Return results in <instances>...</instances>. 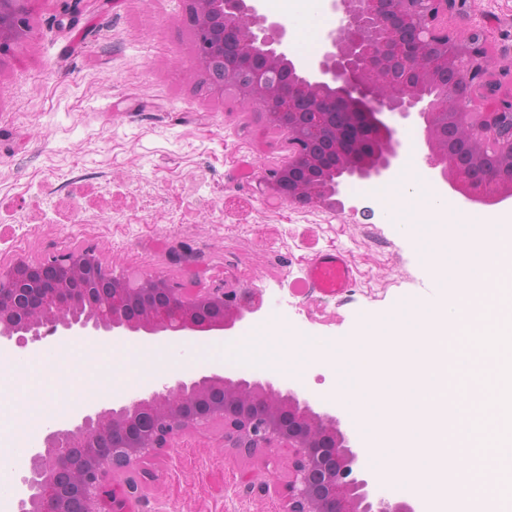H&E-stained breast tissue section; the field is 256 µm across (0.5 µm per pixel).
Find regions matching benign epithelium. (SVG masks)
I'll return each mask as SVG.
<instances>
[{"label":"benign epithelium","instance_id":"1","mask_svg":"<svg viewBox=\"0 0 512 512\" xmlns=\"http://www.w3.org/2000/svg\"><path fill=\"white\" fill-rule=\"evenodd\" d=\"M31 2L0 0V57L30 34ZM184 2L211 88L234 89L284 134L286 154L255 177L260 196L329 208L342 178L390 175L403 145L388 115L422 120L426 161L455 191L485 203L512 194V91L493 77L484 35L453 22L463 0H334L336 33L304 64L288 58L285 24L257 0ZM393 84L402 92L390 93ZM261 307L258 292L207 285L191 264L179 281L150 275L131 286L91 245L0 264V344L101 330L218 336ZM209 424L222 425L225 447L249 458L288 449L282 512H413L404 500H369L335 416L269 381L216 373L93 407L72 428L48 431L17 512L27 503L32 512H137L140 462Z\"/></svg>","mask_w":512,"mask_h":512}]
</instances>
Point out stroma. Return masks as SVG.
I'll list each match as a JSON object with an SVG mask.
<instances>
[{
  "instance_id": "1",
  "label": "stroma",
  "mask_w": 512,
  "mask_h": 512,
  "mask_svg": "<svg viewBox=\"0 0 512 512\" xmlns=\"http://www.w3.org/2000/svg\"><path fill=\"white\" fill-rule=\"evenodd\" d=\"M183 0H83L74 21L34 0L29 36L0 59V264L96 245L115 273L204 277L288 298L304 333L343 340L365 309L426 292V277L363 182L341 209L264 202L254 174L282 136L236 93L208 87ZM463 29H483L490 67L512 82V0H466ZM342 250L354 285L341 296L295 291L319 252ZM287 449L247 459L221 426L191 428L142 463L143 512H280ZM275 482L260 497L241 482Z\"/></svg>"
}]
</instances>
